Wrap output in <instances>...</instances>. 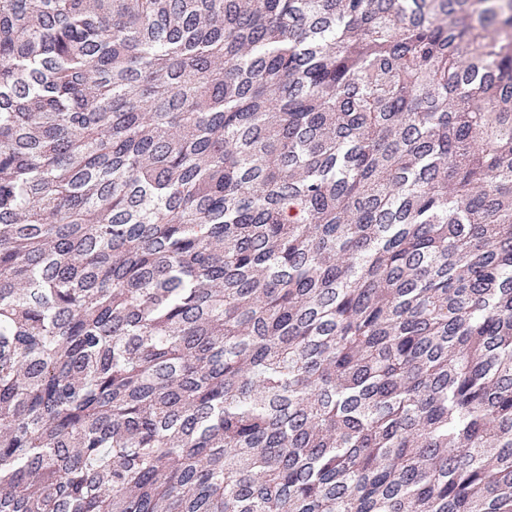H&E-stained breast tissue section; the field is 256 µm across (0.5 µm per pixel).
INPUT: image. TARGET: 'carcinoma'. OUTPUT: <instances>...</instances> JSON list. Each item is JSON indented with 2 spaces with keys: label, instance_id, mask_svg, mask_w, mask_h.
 <instances>
[{
  "label": "carcinoma",
  "instance_id": "obj_1",
  "mask_svg": "<svg viewBox=\"0 0 512 512\" xmlns=\"http://www.w3.org/2000/svg\"><path fill=\"white\" fill-rule=\"evenodd\" d=\"M0 0V512H512V4Z\"/></svg>",
  "mask_w": 512,
  "mask_h": 512
}]
</instances>
